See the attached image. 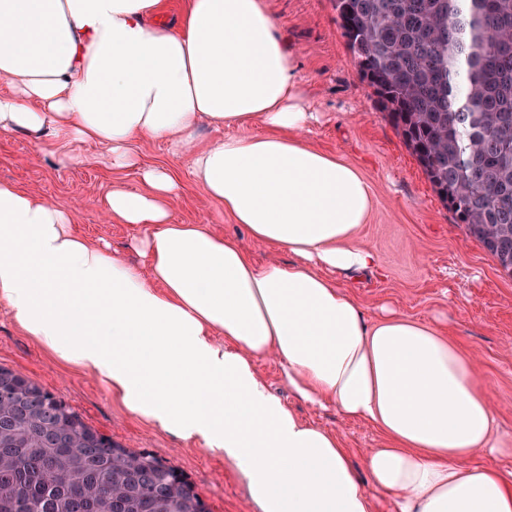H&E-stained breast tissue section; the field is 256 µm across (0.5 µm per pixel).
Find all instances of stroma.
<instances>
[{
	"label": "stroma",
	"mask_w": 512,
	"mask_h": 512,
	"mask_svg": "<svg viewBox=\"0 0 512 512\" xmlns=\"http://www.w3.org/2000/svg\"><path fill=\"white\" fill-rule=\"evenodd\" d=\"M265 4L295 50L303 96L319 114L318 122L302 132V139L357 166L372 186V210L358 240L376 253L381 273L345 282L346 292L368 318H377L388 308L446 328L449 338L471 357L481 382L489 385L496 433L504 443L494 453H479L460 464L485 463L512 471V275L467 236L439 200L380 109L373 89L361 79L336 23L332 0H265ZM137 150L145 163L165 164L176 173L182 192L173 210L182 223L203 224L216 234L237 238L257 263L288 262L286 251L253 239L226 216L223 207L195 183L187 161L173 158L166 145L145 139ZM74 151L80 164L65 165L40 150L31 136L0 132V180L64 208L73 228L88 241L109 244L113 251L139 262L136 245L144 227L117 223L103 200L115 188L141 189V182L132 173L113 171L105 146L81 143ZM0 366L37 381L88 425L124 447L148 450L183 471L212 512H258L234 464L138 419L91 369L62 365L26 336L2 304ZM256 369L303 419L336 436L357 474H364L367 452L383 445L373 425L298 399L275 357L259 359Z\"/></svg>",
	"instance_id": "stroma-1"
}]
</instances>
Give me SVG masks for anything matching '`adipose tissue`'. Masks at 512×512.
<instances>
[{
	"mask_svg": "<svg viewBox=\"0 0 512 512\" xmlns=\"http://www.w3.org/2000/svg\"><path fill=\"white\" fill-rule=\"evenodd\" d=\"M0 0V131L43 139L61 162L107 147L145 188L106 199L146 226L144 267L74 231L67 213L0 182V303L26 335L103 377L141 420L233 462L258 512H512V472L461 459L499 447L470 357L433 324L369 320L335 283L377 267L356 241L372 208L362 171L305 143L316 119L296 56L265 0ZM225 128L201 141L202 122ZM261 132H253L254 124ZM189 162L194 181L252 237L288 251L258 265L235 238L183 224L168 169L142 139ZM291 391L376 427L359 480L336 437L274 396Z\"/></svg>",
	"mask_w": 512,
	"mask_h": 512,
	"instance_id": "adipose-tissue-1",
	"label": "adipose tissue"
}]
</instances>
